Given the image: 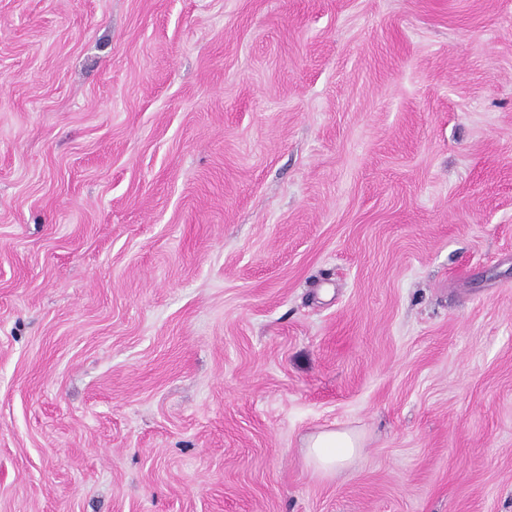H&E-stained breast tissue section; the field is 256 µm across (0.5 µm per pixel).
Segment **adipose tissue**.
<instances>
[{
	"label": "adipose tissue",
	"mask_w": 512,
	"mask_h": 512,
	"mask_svg": "<svg viewBox=\"0 0 512 512\" xmlns=\"http://www.w3.org/2000/svg\"><path fill=\"white\" fill-rule=\"evenodd\" d=\"M362 446L360 436L349 429H328L309 435L304 441V458L309 467L322 475L346 466Z\"/></svg>",
	"instance_id": "ef3b65f1"
}]
</instances>
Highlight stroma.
<instances>
[{"instance_id":"35a3bbf8","label":"stroma","mask_w":512,"mask_h":512,"mask_svg":"<svg viewBox=\"0 0 512 512\" xmlns=\"http://www.w3.org/2000/svg\"><path fill=\"white\" fill-rule=\"evenodd\" d=\"M0 512H512V0H0ZM362 447L360 436L349 429H328L309 435L304 441V458L309 467L330 475L346 466Z\"/></svg>"}]
</instances>
